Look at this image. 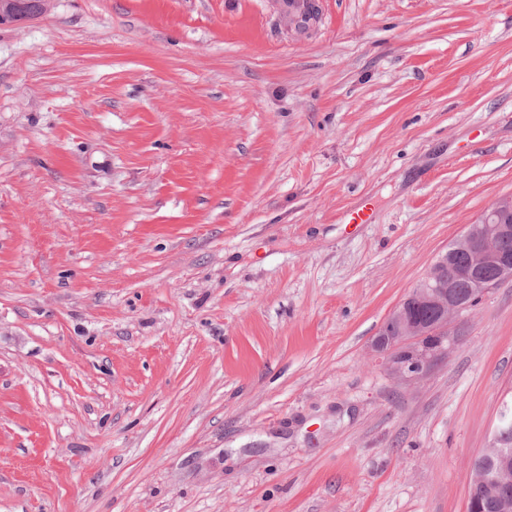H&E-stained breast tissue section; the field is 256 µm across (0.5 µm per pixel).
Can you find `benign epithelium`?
Here are the masks:
<instances>
[{
    "label": "benign epithelium",
    "instance_id": "obj_1",
    "mask_svg": "<svg viewBox=\"0 0 512 512\" xmlns=\"http://www.w3.org/2000/svg\"><path fill=\"white\" fill-rule=\"evenodd\" d=\"M52 0H0V26L16 23L24 15L30 19L47 14ZM317 14V0H297L288 11L289 24L301 30L307 28L312 16ZM512 213V195L497 198L466 231L455 241L459 250L470 255V262L457 272V279L471 285L472 298L479 299L486 292L504 280H512V256L502 252L499 243L512 235V224L504 219ZM448 267V255L441 256L429 272L410 293L394 308L384 323V329L374 338L371 347L378 353H388L399 345L417 340L427 332L447 333L448 324L466 313L467 304L456 294L453 283L441 276ZM487 267L497 270L498 277L489 281L483 275ZM425 305L432 310L429 318L415 314L414 307ZM434 354L416 350L408 365H397L405 373L416 375L432 362ZM491 445L502 448L495 459L486 455L478 457L483 467L482 481L488 486L502 482L503 475L512 468V425L500 422L496 425L490 440Z\"/></svg>",
    "mask_w": 512,
    "mask_h": 512
}]
</instances>
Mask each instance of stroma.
<instances>
[{
  "label": "stroma",
  "mask_w": 512,
  "mask_h": 512,
  "mask_svg": "<svg viewBox=\"0 0 512 512\" xmlns=\"http://www.w3.org/2000/svg\"><path fill=\"white\" fill-rule=\"evenodd\" d=\"M318 7L0 27V512H467L512 281L371 343L512 194V0ZM293 2V10H288L289 24L295 29L301 30L307 28L309 23L317 14V0H290ZM303 1V2H302ZM312 16H314L312 18Z\"/></svg>",
  "instance_id": "1"
}]
</instances>
